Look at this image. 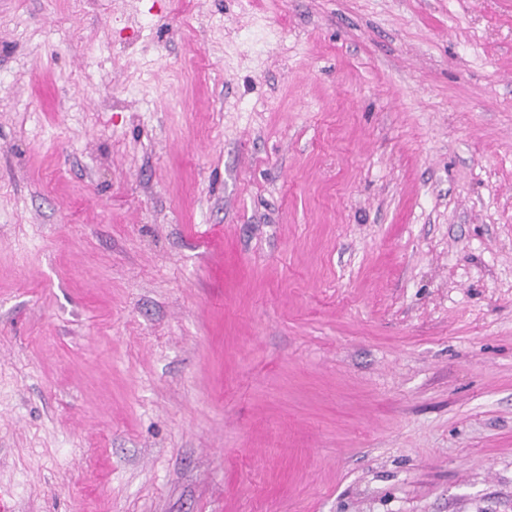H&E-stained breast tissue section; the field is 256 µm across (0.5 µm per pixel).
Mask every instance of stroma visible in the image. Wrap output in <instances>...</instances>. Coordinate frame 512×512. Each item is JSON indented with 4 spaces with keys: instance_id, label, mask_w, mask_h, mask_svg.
<instances>
[{
    "instance_id": "obj_1",
    "label": "stroma",
    "mask_w": 512,
    "mask_h": 512,
    "mask_svg": "<svg viewBox=\"0 0 512 512\" xmlns=\"http://www.w3.org/2000/svg\"><path fill=\"white\" fill-rule=\"evenodd\" d=\"M12 512H512V0H0Z\"/></svg>"
}]
</instances>
